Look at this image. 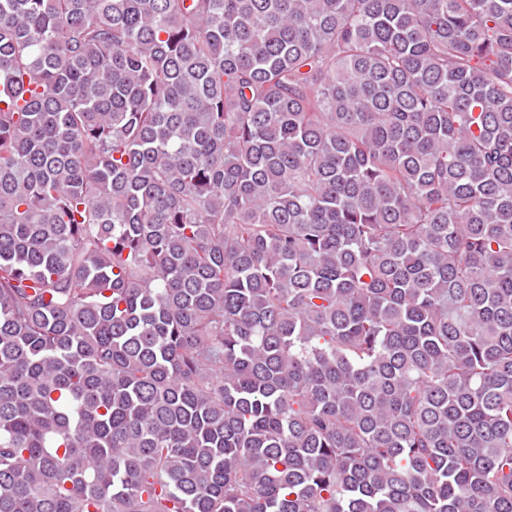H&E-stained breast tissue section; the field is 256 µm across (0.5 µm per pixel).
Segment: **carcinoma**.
<instances>
[{
    "mask_svg": "<svg viewBox=\"0 0 512 512\" xmlns=\"http://www.w3.org/2000/svg\"><path fill=\"white\" fill-rule=\"evenodd\" d=\"M0 512H512V0H0Z\"/></svg>",
    "mask_w": 512,
    "mask_h": 512,
    "instance_id": "obj_1",
    "label": "carcinoma"
}]
</instances>
